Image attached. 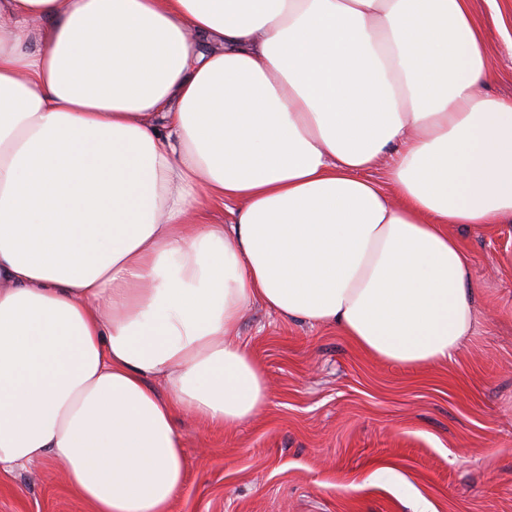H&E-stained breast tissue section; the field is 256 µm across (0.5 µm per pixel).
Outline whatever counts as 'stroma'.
Returning a JSON list of instances; mask_svg holds the SVG:
<instances>
[{
    "instance_id": "stroma-1",
    "label": "stroma",
    "mask_w": 512,
    "mask_h": 512,
    "mask_svg": "<svg viewBox=\"0 0 512 512\" xmlns=\"http://www.w3.org/2000/svg\"><path fill=\"white\" fill-rule=\"evenodd\" d=\"M512 98V0H470ZM478 321L449 363L409 371L333 327L251 310L240 340L271 379L255 420H180L188 482L172 512H512V224L454 226ZM0 512H89L45 465L0 478Z\"/></svg>"
}]
</instances>
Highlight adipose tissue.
I'll return each instance as SVG.
<instances>
[{
    "mask_svg": "<svg viewBox=\"0 0 512 512\" xmlns=\"http://www.w3.org/2000/svg\"><path fill=\"white\" fill-rule=\"evenodd\" d=\"M493 78L468 0H0V476L171 512L178 415L268 404L257 304L451 361L478 310L449 227L512 222Z\"/></svg>",
    "mask_w": 512,
    "mask_h": 512,
    "instance_id": "obj_1",
    "label": "adipose tissue"
}]
</instances>
